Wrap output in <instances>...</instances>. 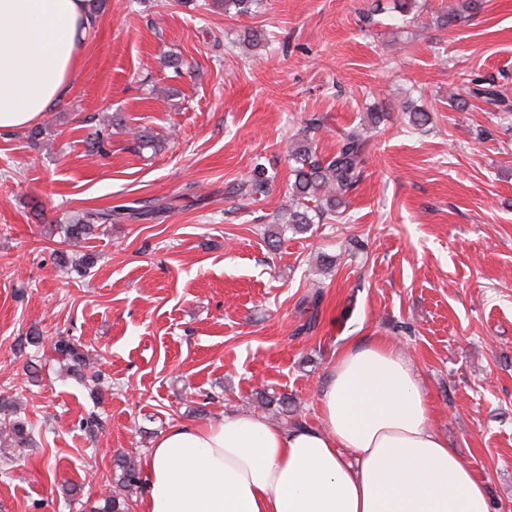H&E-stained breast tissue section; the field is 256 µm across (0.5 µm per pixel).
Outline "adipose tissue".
<instances>
[{
	"instance_id": "adipose-tissue-1",
	"label": "adipose tissue",
	"mask_w": 512,
	"mask_h": 512,
	"mask_svg": "<svg viewBox=\"0 0 512 512\" xmlns=\"http://www.w3.org/2000/svg\"><path fill=\"white\" fill-rule=\"evenodd\" d=\"M96 20L95 0H0V130L70 91ZM318 402L317 427L236 413L171 425L145 461L140 512H492L390 340L347 344Z\"/></svg>"
}]
</instances>
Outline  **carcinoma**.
<instances>
[{
    "label": "carcinoma",
    "instance_id": "cac0c4a2",
    "mask_svg": "<svg viewBox=\"0 0 512 512\" xmlns=\"http://www.w3.org/2000/svg\"><path fill=\"white\" fill-rule=\"evenodd\" d=\"M262 0H214V4L224 7V13L236 15H252L256 13ZM479 0H467L459 7H452L442 16V22L452 26L466 18V13L480 8ZM477 99L488 105L495 106L502 112L509 108L508 98L493 80L476 77L471 80L467 95L455 99L454 108L466 111L471 107V99ZM366 154V138L364 128L352 127L337 144L334 153L319 156L312 144L303 139L290 151L289 160L293 181L288 187V204L282 207L281 214L275 223L267 225L264 239L271 247H278L285 238V233L306 232L312 224H322L327 220L336 219L337 209L345 204L348 195L359 185L363 178ZM249 188H240L250 194L265 192L269 177L266 169L257 166ZM155 213V208L141 209L130 206H113L102 210H89L75 216L71 223L61 226L65 241L72 247V256L63 255L58 265L81 274L94 266L96 255L92 252L80 251L82 242L89 239L96 224L121 222L128 220H144ZM55 351L73 367L79 379L100 385L97 374L87 375L88 360L78 339L73 336H61L54 343ZM261 403L277 406L278 414L296 413L295 401L283 394L278 397L260 395ZM8 447L24 448L34 443V429L27 422L13 419L5 427H0V444ZM118 473L114 474L113 490L103 498V504L95 512H130L132 496L141 488L140 471L136 461L129 455H121L114 459Z\"/></svg>",
    "mask_w": 512,
    "mask_h": 512
}]
</instances>
